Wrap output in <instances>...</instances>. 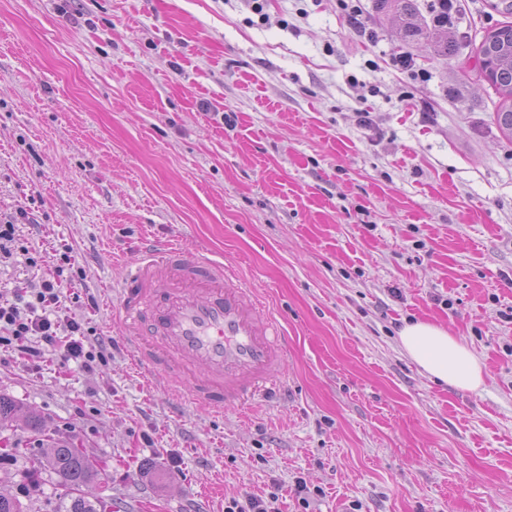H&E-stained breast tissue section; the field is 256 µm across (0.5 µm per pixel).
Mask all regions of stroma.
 <instances>
[{
    "label": "stroma",
    "mask_w": 512,
    "mask_h": 512,
    "mask_svg": "<svg viewBox=\"0 0 512 512\" xmlns=\"http://www.w3.org/2000/svg\"><path fill=\"white\" fill-rule=\"evenodd\" d=\"M490 2L412 39L362 0L369 41L337 0H266V24L244 0H0V215H29L0 302L63 267L58 319L110 352L84 370L0 351V393L46 419L0 430V491L53 512L60 479L23 474L65 438L121 512L273 491L280 512H512V139L476 58ZM146 238L223 257L283 319L277 402L180 406L132 365L109 287ZM410 320L467 344L483 387L426 376L398 345Z\"/></svg>",
    "instance_id": "35a3bbf8"
}]
</instances>
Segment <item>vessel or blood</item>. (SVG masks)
Listing matches in <instances>:
<instances>
[{"label": "vessel or blood", "instance_id": "vessel-or-blood-1", "mask_svg": "<svg viewBox=\"0 0 512 512\" xmlns=\"http://www.w3.org/2000/svg\"><path fill=\"white\" fill-rule=\"evenodd\" d=\"M113 290L138 364L166 374L185 402L220 413L276 392L288 333L223 261L148 241Z\"/></svg>", "mask_w": 512, "mask_h": 512}]
</instances>
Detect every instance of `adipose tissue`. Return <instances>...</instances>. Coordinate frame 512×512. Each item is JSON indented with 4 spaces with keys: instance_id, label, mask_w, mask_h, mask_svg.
<instances>
[{
    "instance_id": "adipose-tissue-1",
    "label": "adipose tissue",
    "mask_w": 512,
    "mask_h": 512,
    "mask_svg": "<svg viewBox=\"0 0 512 512\" xmlns=\"http://www.w3.org/2000/svg\"><path fill=\"white\" fill-rule=\"evenodd\" d=\"M406 355L430 378L476 390L483 385V367L475 354L442 326L416 320L399 332Z\"/></svg>"
}]
</instances>
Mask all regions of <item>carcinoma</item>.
Here are the masks:
<instances>
[{
  "mask_svg": "<svg viewBox=\"0 0 512 512\" xmlns=\"http://www.w3.org/2000/svg\"><path fill=\"white\" fill-rule=\"evenodd\" d=\"M381 9L392 11L405 34L421 36L424 27L414 0H378ZM436 27L448 24V0H433ZM477 57L486 79L502 96L495 121L502 132L512 135V23L502 22L484 38ZM21 411L10 397L0 394V428L11 424ZM49 470L63 479L66 493L59 498L54 512H107V503L94 495L92 488L101 481L100 470L90 457L74 444L54 441L35 458L28 479L38 480L39 472Z\"/></svg>",
  "mask_w": 512,
  "mask_h": 512,
  "instance_id": "carcinoma-1",
  "label": "carcinoma"
}]
</instances>
